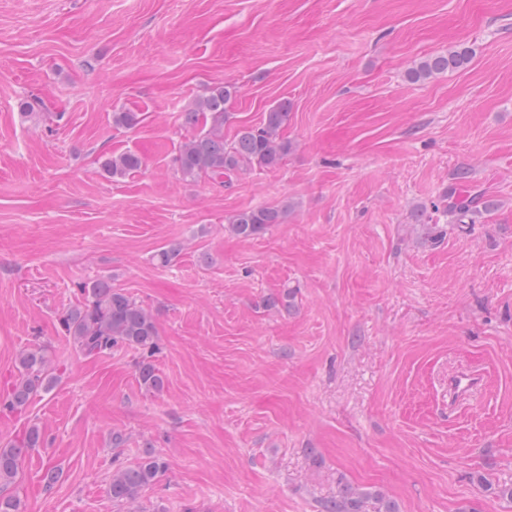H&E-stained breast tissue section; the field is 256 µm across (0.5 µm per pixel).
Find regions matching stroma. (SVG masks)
Wrapping results in <instances>:
<instances>
[{
    "label": "stroma",
    "instance_id": "35a3bbf8",
    "mask_svg": "<svg viewBox=\"0 0 512 512\" xmlns=\"http://www.w3.org/2000/svg\"><path fill=\"white\" fill-rule=\"evenodd\" d=\"M463 47L464 69L408 80ZM222 84L225 140L285 99L290 150L184 180L180 115ZM125 152L138 171H103ZM461 169L493 202L465 224L435 208ZM261 206L282 223L228 231ZM99 278L154 315L162 390L140 351L65 335ZM35 348L54 387L0 415V441L42 433L23 512H321L344 483L512 512V0H0V397ZM149 452L165 472L113 501L116 464ZM142 167L141 158L134 153H122L106 157L102 161L103 170L110 176H124ZM286 207H260L242 210L229 216L230 231L242 239H251L264 234L271 224L282 223Z\"/></svg>",
    "mask_w": 512,
    "mask_h": 512
}]
</instances>
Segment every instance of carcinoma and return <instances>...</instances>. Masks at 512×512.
I'll list each match as a JSON object with an SVG mask.
<instances>
[{
    "mask_svg": "<svg viewBox=\"0 0 512 512\" xmlns=\"http://www.w3.org/2000/svg\"><path fill=\"white\" fill-rule=\"evenodd\" d=\"M471 52L453 50L428 56L411 67L408 78L412 82L432 78L448 71L462 69L469 63ZM235 93L231 85H219L198 99L195 108L184 112L181 121L188 127L201 126L203 130L184 141L175 158L177 170L185 180H207L222 186L239 172L252 166L277 167L288 154L290 143L282 132L288 125L290 104L282 100L263 114L257 126H244L231 141L224 140L226 106ZM140 122L137 112H114L112 123L131 129ZM142 167L141 158L134 153L112 155L102 161L103 170L110 176H124ZM476 198H459L453 191L446 192L435 210L456 215L462 223L476 209ZM287 212L283 207H260L242 210L229 216L230 231L242 239L258 237L272 224H280ZM82 301L61 316L65 335L72 338L75 347L87 356H97L124 345L146 354L157 348V326L152 313L121 288L112 287L105 279L79 284ZM21 377L11 398L4 407L21 412L34 395L48 390L53 384L49 360L42 349L28 351L20 356ZM141 384L158 391L163 378L154 365L142 360L137 364ZM42 442L40 430L32 426L20 440L0 442V512H20L18 498L6 492L7 485L17 477L19 462L27 450ZM166 469V462L152 453L132 465H121L112 474L110 494L116 502L134 503L141 492L150 486ZM323 512H397L387 503L371 508V497L348 485L342 486L336 498L330 500Z\"/></svg>",
    "mask_w": 512,
    "mask_h": 512,
    "instance_id": "1",
    "label": "carcinoma"
}]
</instances>
